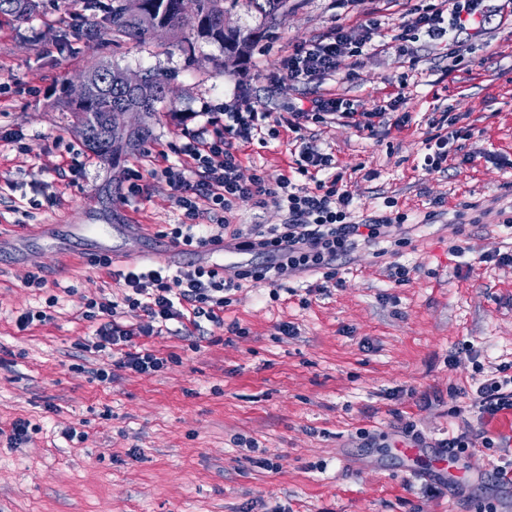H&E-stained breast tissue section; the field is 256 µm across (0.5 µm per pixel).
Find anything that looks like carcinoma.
Instances as JSON below:
<instances>
[{"mask_svg":"<svg viewBox=\"0 0 512 512\" xmlns=\"http://www.w3.org/2000/svg\"><path fill=\"white\" fill-rule=\"evenodd\" d=\"M141 11L133 12L127 7V0H111L106 7L105 22L112 41L142 42L150 38L160 27L171 26L180 29L184 21L180 17L181 0H143ZM198 9L203 28L197 31L200 37H207L224 45V51L243 61L251 49L268 37L269 24L282 12L288 10L290 0H190ZM240 6L255 15L259 22L254 26L240 28L223 34L217 30L216 21L224 12ZM38 7V0H0V15L21 17ZM148 82L139 101L144 112L151 115L157 111V104L165 99V80L158 74L147 72ZM132 98V93L117 83H104L85 103L70 107L78 113L82 122L89 127L87 147L99 158L109 159L119 149L118 141L106 127V110L111 106H122Z\"/></svg>","mask_w":512,"mask_h":512,"instance_id":"cac0c4a2","label":"carcinoma"}]
</instances>
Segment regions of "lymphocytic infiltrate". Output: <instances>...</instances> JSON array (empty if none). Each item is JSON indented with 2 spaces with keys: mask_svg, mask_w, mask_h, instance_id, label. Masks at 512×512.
I'll use <instances>...</instances> for the list:
<instances>
[{
  "mask_svg": "<svg viewBox=\"0 0 512 512\" xmlns=\"http://www.w3.org/2000/svg\"><path fill=\"white\" fill-rule=\"evenodd\" d=\"M503 11V6L488 5L485 0H436L426 10L412 11L401 30L406 33L422 29L431 39H449L455 46L448 55L450 66L454 67L461 60L462 38L483 35L493 16ZM372 38L373 29L368 24L362 25L354 38L344 27H336L284 56L282 74L291 80L335 74L349 59L360 56ZM396 109L397 102L391 99L376 111L355 112L345 107L341 98L330 96L314 100L310 109L301 108L276 117L243 95L234 105L225 107L224 123L213 137L188 136L181 148L186 158L185 169L163 170L171 195L182 212L181 222L167 228L166 238L186 253L220 243L221 234L209 233L203 217L229 212L238 200L245 198L273 199L287 210L288 220L281 224H254L246 230L232 229L229 237L235 249L267 255V262L260 266L238 267L227 274L204 265L175 270L155 266L123 272L128 289L125 302L130 311L143 313L145 323L118 324L113 318L115 302L88 299L82 317L98 324L97 348H109L118 354L111 368L97 371V379L110 380L117 370H160L164 358L135 345V338L161 334L173 320L194 328L204 320L223 325L224 309L232 302V292L241 288L243 282L279 288L290 275L300 271H318L323 278H334L336 263L342 256L359 244L379 243L401 227L404 214L390 211L356 221L354 198L340 188L341 177L332 173L333 158L329 154L300 145L295 164L297 173L306 179L302 185L286 177L272 183L260 174L243 179L238 158L240 145L261 138L273 124L297 129L302 122H319L335 115L350 119L358 131L371 133L377 125L387 123L389 113ZM172 280L179 285L178 293H171L168 288ZM466 406L491 417L512 409V375L479 383L467 394L465 406H453V415H460Z\"/></svg>",
  "mask_w": 512,
  "mask_h": 512,
  "instance_id": "1",
  "label": "lymphocytic infiltrate"
}]
</instances>
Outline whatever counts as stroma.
Listing matches in <instances>:
<instances>
[{
	"label": "stroma",
	"instance_id": "obj_1",
	"mask_svg": "<svg viewBox=\"0 0 512 512\" xmlns=\"http://www.w3.org/2000/svg\"><path fill=\"white\" fill-rule=\"evenodd\" d=\"M108 2L39 0L32 19L0 17V512H488L490 500L512 503L493 477L512 455V410L450 414L459 392L512 364V266L482 259L512 252V22L468 41L452 69L445 41L398 37L408 9L432 0H366L378 24L372 47L337 74L296 83L281 77L288 50L355 26L338 0H291L242 63L207 38L186 54L179 33L114 43ZM102 61L154 70L171 90L153 116L124 115L148 134L109 160L86 148L65 107L69 87ZM242 92L274 113L311 108L322 94L358 112L403 98L405 126L369 136L345 119L309 121L239 156L243 178L299 184L291 142L304 136L333 157L358 215L395 199L408 216L404 243L385 254L357 248L330 281L307 273L275 294L241 288L224 327L203 322L197 342L175 321L145 338L168 359L161 371L98 382L93 372L112 353L83 348L94 332L81 317L86 299L116 301L119 324L134 316L83 235H109L115 268L146 265L181 218L160 170L180 168L186 135ZM445 112L468 135L444 171L428 174L425 140ZM286 217L254 198L227 215L234 226ZM398 265L405 279L394 277ZM38 267L46 288L26 287ZM37 308L50 321L18 330L17 316ZM232 322L240 334L227 332ZM283 323L293 334H281ZM19 418L34 432L14 446L5 433ZM463 418L491 445L445 464L439 444ZM408 423L420 445L404 437ZM73 426L84 442L65 440Z\"/></svg>",
	"mask_w": 512,
	"mask_h": 512
}]
</instances>
